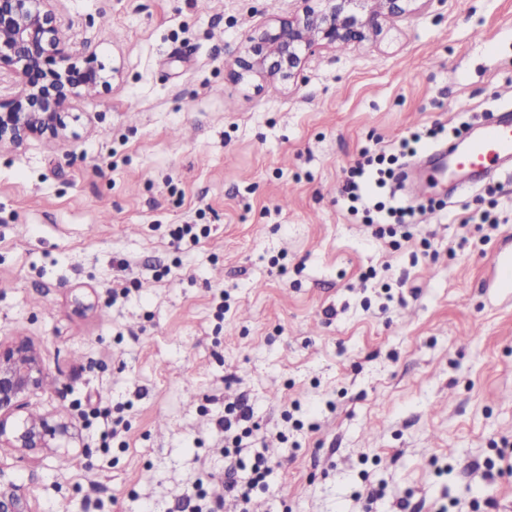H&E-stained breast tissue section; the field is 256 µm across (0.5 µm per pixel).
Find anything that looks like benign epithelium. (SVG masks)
Here are the masks:
<instances>
[{"instance_id": "1", "label": "benign epithelium", "mask_w": 512, "mask_h": 512, "mask_svg": "<svg viewBox=\"0 0 512 512\" xmlns=\"http://www.w3.org/2000/svg\"><path fill=\"white\" fill-rule=\"evenodd\" d=\"M51 2L0 0V72L16 78V90L0 97V148H16L31 138L76 135L80 116L69 112L71 99L85 89L109 90L119 72L97 62L93 53L65 50ZM298 2L293 16L246 37L250 46L235 60L241 70L269 81L295 80L317 49L375 40L382 33V20L405 15L413 0ZM46 377L28 338L18 336L0 345V449L16 453L11 463L0 460V512H36L16 468L29 452L54 453L77 439V425L68 418L20 416L28 399L43 390Z\"/></svg>"}]
</instances>
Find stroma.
<instances>
[{
	"label": "stroma",
	"instance_id": "35a3bbf8",
	"mask_svg": "<svg viewBox=\"0 0 512 512\" xmlns=\"http://www.w3.org/2000/svg\"><path fill=\"white\" fill-rule=\"evenodd\" d=\"M56 7L120 76L72 101L77 138L0 150V340L49 372L30 413L82 434L22 463L37 512H224L240 399L275 464L252 512H512V169L461 197L398 169L373 199L418 207L405 235L341 196L364 147L512 112V0H416L283 85L230 62L294 0Z\"/></svg>",
	"mask_w": 512,
	"mask_h": 512
}]
</instances>
